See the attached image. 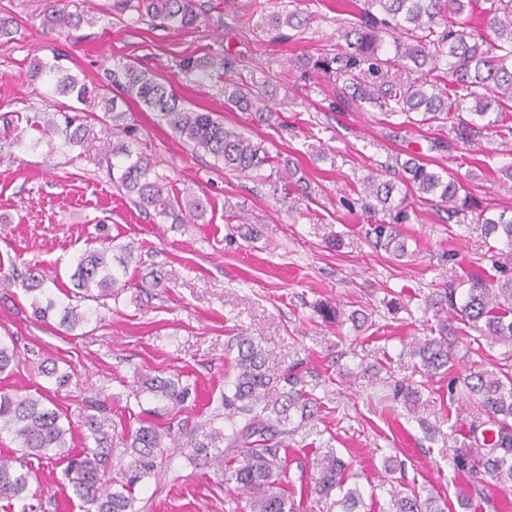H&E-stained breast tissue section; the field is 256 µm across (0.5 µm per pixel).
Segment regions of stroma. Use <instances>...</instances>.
<instances>
[{"label": "stroma", "instance_id": "obj_1", "mask_svg": "<svg viewBox=\"0 0 512 512\" xmlns=\"http://www.w3.org/2000/svg\"><path fill=\"white\" fill-rule=\"evenodd\" d=\"M114 0H61L68 10L91 11L92 27L45 32L50 0H0V18L17 32L0 47V114L20 112L21 138L0 133V338L13 341L18 362L0 375V392L48 395L83 448L82 422L104 411L110 417L109 476L129 461L124 439L141 422L173 428L190 440L209 426L224 427V392L233 378L227 346L234 336L255 337L280 367H296L322 411L293 416L288 424L283 487L299 512H340L339 491L314 492L315 463L335 453L356 473L372 512H388L396 495L453 498L449 458L473 444L472 410L448 395V375L422 381L407 355L410 346L438 335L445 313L428 308V296L459 287L468 272L492 280L512 274V250L486 237L475 210L492 205L512 214V136L482 131L462 142L452 122L414 124L355 101L345 78L316 68L336 51L338 28L349 18L348 0H299L307 19L293 40H275L265 20L288 0H197L203 23L164 28L137 12L120 13ZM71 58L72 73L92 82L120 61L137 63L168 81L190 107L221 115L226 125L264 140L300 178L298 190H277V177L259 181L226 171L193 151L151 112L130 105L137 147L153 155L173 187L193 188L207 204L201 224H165L145 214L112 183L98 150L47 155L30 148L44 113L66 110L64 98H46L29 77L34 59L55 50ZM224 52L238 66L223 81L199 82L180 66L183 58ZM252 88L267 106L266 121L228 104L225 88ZM463 180L472 204L449 210L423 199L401 182L409 158ZM396 184L393 202L406 211L399 230L408 254L397 259L365 236L372 223L361 192L368 178ZM261 227L246 239L239 224ZM131 245L136 257L119 299H106L103 325L88 323L70 334L37 321L20 286L7 280L37 263L68 282L75 256L100 247L105 237ZM343 314L360 309L370 325L325 320L317 308ZM478 330L459 343L461 361L512 372V345L480 342ZM391 360L390 373L375 369ZM55 362L70 382L56 388L41 374ZM177 375L191 386L183 406L162 409L141 392L144 375ZM398 382L421 383L411 412L393 394ZM398 470L384 469L385 459ZM31 512H83L58 462L28 459ZM137 512H241L245 499L224 481V454L212 451L198 466L171 450L158 473L134 489Z\"/></svg>", "mask_w": 512, "mask_h": 512}]
</instances>
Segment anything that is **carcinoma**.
<instances>
[{
  "label": "carcinoma",
  "mask_w": 512,
  "mask_h": 512,
  "mask_svg": "<svg viewBox=\"0 0 512 512\" xmlns=\"http://www.w3.org/2000/svg\"><path fill=\"white\" fill-rule=\"evenodd\" d=\"M358 15L339 31V52L324 57L319 66L326 72L348 76L352 81L353 97L380 111L421 115L419 123L440 120L457 121L461 140L468 142L483 129L500 126L503 117L512 112V0H363L352 2ZM480 8V24L490 28L494 40H488L482 30L458 21L465 10ZM120 12L135 10L141 16L174 29H194L202 22L197 0H114ZM299 9L275 12L268 26L280 40L290 39L284 29L302 26ZM43 27L77 30L82 25L96 24L89 12H70L63 7L49 6L45 10ZM393 40L394 56H380L384 38ZM65 55L56 54L51 62L33 63L30 76L43 81L51 96H62L76 102L67 112H48L43 118L41 133L63 137L62 146L69 151H85L93 145L92 121L96 113L116 123L122 118L118 102L130 99L141 110L153 112L193 150H202L233 172L258 171L265 167H280V156L273 155L265 141H255L244 133L224 124V119L212 112H197L188 107L171 89L168 82L137 66L133 62H118L109 71L106 81L88 84L70 73L64 65ZM184 70L202 79L222 78L224 72L236 68V60L222 53L208 52L182 63ZM426 71V83L400 81L387 77L371 82L366 75L376 76L390 68ZM474 106H465L468 98ZM227 100L242 112L252 110L263 118V107H255L259 98L245 84L233 86ZM469 118H464L463 114ZM124 138L102 142L107 157V173L112 184L135 196L144 210H153L163 221L172 224L205 221L206 207L193 191H176L169 178L156 170L157 162L133 149L132 127L121 130ZM405 183L422 195H429L446 204L448 209L469 201L467 187L453 174L444 177L416 159L402 166ZM394 184L371 180L364 186L365 207L370 210L390 209ZM478 220L486 236L504 240L512 248V215L505 212L488 216L481 212ZM366 235L374 237L373 245L402 258L407 254L405 239L390 224H375ZM134 258L131 246L104 245L78 256L70 275L72 288L60 301L48 288H59L57 277L34 264L27 267L21 288L31 297L34 316L47 322L55 317L58 329L70 333L77 327L103 317L97 310L81 309L69 298L98 301L116 298L125 289L122 278L127 276ZM469 288L463 301H457L456 291L449 288L428 299L437 310L451 311L459 326L452 333L416 343L408 355L414 368L424 378H433L440 371L454 367V348L468 336V329L483 324L481 332L491 344L512 343V276L496 279L490 285L481 276L467 275ZM233 346L231 394L224 395V418L243 419L240 427L229 433L212 428L189 442L190 457L199 465L207 462L210 450L224 447L226 481L247 493L246 512H298L294 499L281 488L282 460L280 436L294 413L304 419L314 418L320 404L303 388L298 375L270 364L262 346L250 336H236ZM15 347L0 339V374L13 371ZM142 391L151 394L168 407L184 404L190 387L181 380L161 375L146 376ZM448 393L476 408L469 433L477 448L470 455L450 459L454 470L476 483L487 476L502 487L512 485V374L507 371L489 372L474 362L464 378H452ZM419 390L413 384H398L394 397L416 405ZM490 426L494 433L491 443L480 441V428ZM86 439L94 446L73 452L71 427L62 422V414L54 402L42 395L0 393V434L6 432L19 443L22 457H35L66 462L74 494L87 505L86 512H135L132 487L157 472L169 445H177L173 429L165 431L151 424H141L127 435L125 448L130 461L122 480L106 476L105 467L112 450V425L105 416L90 415L85 419ZM246 463L232 468L237 456ZM328 462L318 471L314 491L327 493L343 489L351 475L340 458L327 456ZM15 459L0 458V501L11 502L30 495L29 472L17 470ZM342 512H363L366 508L361 493L349 488L339 501ZM395 512H445L448 504H439L433 497L417 494L399 497Z\"/></svg>",
  "instance_id": "cac0c4a2"
}]
</instances>
